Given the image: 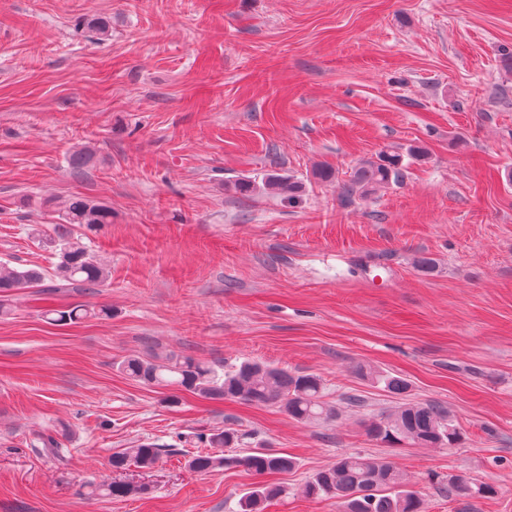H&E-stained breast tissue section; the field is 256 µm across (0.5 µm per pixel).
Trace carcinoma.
<instances>
[{
    "mask_svg": "<svg viewBox=\"0 0 512 512\" xmlns=\"http://www.w3.org/2000/svg\"><path fill=\"white\" fill-rule=\"evenodd\" d=\"M405 170L398 155L381 153L375 160L360 164L342 187L346 198L367 195L392 182H401ZM264 185L294 202L301 186L276 174L266 177ZM62 220L66 226L58 230L55 248L58 262L51 279L76 285L89 291L102 286L109 272L99 264L82 239L73 235L71 227L78 226L96 232L112 223V212L84 197L72 198L64 207ZM46 280V274L37 268H16L0 263V315H8L12 293L21 288H34ZM90 316H112V308L90 307L85 304L63 309H49L46 319L56 326L76 325ZM119 370L134 381L151 387H171L190 391L206 399H224L260 407H277L291 418L307 422L330 413L323 402L322 379L312 373L290 372L269 364L244 360L226 367L205 364L191 357L172 359L155 356L143 359L127 356L118 365ZM363 376L383 385V390L395 396H405L409 390L406 379L371 370ZM367 434L389 447L404 444L419 448L454 447L464 438L462 428L448 407L436 401L403 402L386 417L367 425ZM242 440L239 430L226 427L202 438L208 450L193 455L188 467L198 474L220 469L242 467L255 476L289 471L296 461L270 448H254L239 456L226 452ZM29 447L44 454L60 457L58 440L45 433H35ZM159 445L142 442L128 452L112 454V469L121 471L134 464L143 469L152 468L159 460ZM467 481L457 478L449 492L470 498H490L497 488L481 483L464 489ZM88 494L115 500L145 492V488L127 482L111 481L87 484ZM284 492L278 486L259 484L239 502V512H262L265 501ZM307 497L333 500L336 512H424V499L419 491L402 480L400 472L388 461L361 454H342L332 465L314 473L304 485Z\"/></svg>",
    "mask_w": 512,
    "mask_h": 512,
    "instance_id": "carcinoma-1",
    "label": "carcinoma"
}]
</instances>
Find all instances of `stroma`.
<instances>
[{
    "instance_id": "1",
    "label": "stroma",
    "mask_w": 512,
    "mask_h": 512,
    "mask_svg": "<svg viewBox=\"0 0 512 512\" xmlns=\"http://www.w3.org/2000/svg\"><path fill=\"white\" fill-rule=\"evenodd\" d=\"M383 151L404 181L344 199ZM269 173L300 198L236 191ZM75 195L112 212L87 241L109 279L19 291L0 317V512H238L256 476L187 467L227 426L297 461L266 512H336L301 487L352 452L393 462L427 512H512V0H0V261L52 268L30 227L52 233ZM73 303L112 315L46 322ZM156 354L316 374L332 414L170 405L117 369ZM363 367L446 404L464 442L367 436L397 400ZM36 431L66 462L30 448ZM146 440L158 463L121 475L145 494L86 495ZM452 476L497 494L449 495Z\"/></svg>"
}]
</instances>
